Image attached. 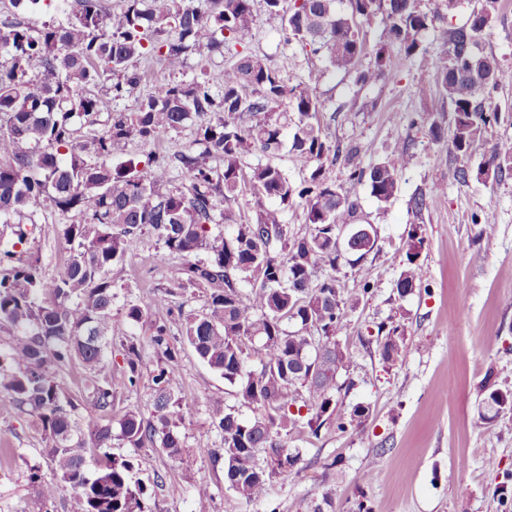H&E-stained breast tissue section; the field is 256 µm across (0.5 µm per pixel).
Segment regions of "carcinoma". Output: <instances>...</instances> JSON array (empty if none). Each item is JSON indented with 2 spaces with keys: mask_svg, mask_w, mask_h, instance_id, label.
I'll list each match as a JSON object with an SVG mask.
<instances>
[{
  "mask_svg": "<svg viewBox=\"0 0 512 512\" xmlns=\"http://www.w3.org/2000/svg\"><path fill=\"white\" fill-rule=\"evenodd\" d=\"M195 2L123 0L112 11L104 0H60L68 16L64 24L50 20L35 28L9 14L0 19V224L26 220L34 226L42 210L79 216L63 225L72 249L55 278L45 277L39 257L16 251L27 239L24 230L16 242L0 244V330L10 337L8 349L0 351V393L33 417L46 443L54 480L46 482L38 467L29 468L46 506L66 491L72 512H149L135 457L109 452L115 440L136 451L160 449L181 470L198 463L179 434L189 402L173 388L178 369L166 323L152 326L164 361L152 373L149 417L128 408L112 419V270L146 233L157 235L164 252L184 257L173 287L205 294L202 309L179 319L183 339L231 387L234 403L215 410L211 424L224 442V480L238 498L259 500L272 482L288 478L301 461L299 449L290 447L295 436L316 437L330 426L344 432L362 426L369 415L364 405L347 415L336 400L348 388L342 376L352 366L340 336L345 309L361 303L358 296L341 295L336 271L344 261L370 282L371 267L363 261L377 243L364 232L367 225L358 223L356 203L324 176L339 149L317 120L325 108L317 93L322 72L290 88L263 60L237 51L218 86L202 72L136 99L129 112L102 118L103 96L120 97L142 81L133 60L157 57L180 73L193 56L236 48L252 28L253 0H207L204 8ZM264 3L280 17L287 40L312 47L324 54L328 68L354 73L357 82L368 84L388 71L380 48L377 67L357 71L366 50L360 19L383 10L387 40L412 56L434 19L454 17L461 0H439L431 15L417 0H349L345 13L337 0ZM501 8L502 0H482L464 25L448 31L449 48L435 59L438 89L453 107L454 153L472 152L498 118L499 107L486 98V89L512 80L478 49V37ZM286 100L297 114L290 150L316 166L300 184L271 162L251 167L253 191L277 205L238 223L232 204L240 193L243 158L252 151L279 155L288 119L279 108ZM193 118L199 119L196 138L186 150L172 157L151 153L141 170L127 158L132 139L151 144ZM407 158V147L396 145L369 171L354 168L350 178L368 179L372 196L385 204ZM511 164L512 141H501L479 169L496 176ZM174 167L186 174L188 188L171 185ZM296 204L303 206L309 226L302 236L289 234L285 223ZM343 225L353 234L341 245ZM418 230L413 227L405 241L406 261L396 280L401 298L414 293L423 277ZM255 343L258 370L250 368ZM377 343L381 360L394 364L403 331L392 326ZM122 350V384L130 389L139 379L141 351L132 341ZM75 359L87 373L86 398L97 411L81 426L72 420L74 403L58 382ZM493 376L488 369L480 386L479 418L485 425L512 410V389L495 387ZM243 406L257 414L242 418ZM282 456L286 468L274 465Z\"/></svg>",
  "mask_w": 512,
  "mask_h": 512,
  "instance_id": "1",
  "label": "carcinoma"
}]
</instances>
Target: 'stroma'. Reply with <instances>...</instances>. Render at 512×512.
I'll return each mask as SVG.
<instances>
[{"label":"stroma","mask_w":512,"mask_h":512,"mask_svg":"<svg viewBox=\"0 0 512 512\" xmlns=\"http://www.w3.org/2000/svg\"><path fill=\"white\" fill-rule=\"evenodd\" d=\"M479 3L462 0L452 20L424 33L421 50L411 57L384 45L382 15L362 20L367 51L358 70L373 69L381 58L392 74L390 80L363 85L325 71L323 54L285 41L280 19L254 0L255 20L244 52L261 58L291 87L306 81L310 70H322V131L340 150L360 149L354 164L341 158L327 164L325 177L357 202L378 236L377 249L365 258L371 282L347 264L336 274L343 292L362 297L345 315L342 342L353 354L354 385L339 400L347 408L368 405L371 415L360 431L332 427L315 437H297L301 462L294 473L275 481L260 500L239 499L224 481L223 458L211 455L223 441L209 410L228 402L229 387L181 341L174 316L180 308H200L204 299L191 288L156 303L181 259L161 258L156 236H143L112 274L113 375L125 368L121 341H137L143 356L137 387L120 390L112 414L121 416L132 406L150 411L151 373L159 356L149 325L131 324L123 311L129 302L145 305L151 322L170 327L179 364L173 387L191 404L181 434L186 448L202 452L197 466L185 472L161 451H141L138 476L152 512H194L202 484L211 494V512H355L359 500L372 512H512V496L499 494L505 475L512 474V411L490 426L478 416L487 368H494L499 387L512 389V168L487 181L475 176L497 142L512 141V82L491 90L500 120L487 127L472 154L452 153L447 140L431 134L435 126L452 131L454 120L450 102L436 88L432 62L445 48L446 31L465 24ZM478 48L512 71V4L495 16ZM136 66L146 73L136 95L106 99L105 111H127L136 96L174 79L159 58L139 59ZM397 143L407 145L409 160L394 197L381 204L368 182L351 180L350 172L355 166L370 168ZM462 169L469 173L464 181L457 176ZM418 196L426 200L419 211L413 204ZM37 220L27 249L53 278L70 255L61 227L75 216L43 212ZM415 225L425 239L419 256L422 285L401 299L395 283L405 261L403 245ZM387 322L401 325L405 336L403 354L391 366L377 352L378 327ZM35 464L43 479L51 480L45 443L32 417L0 396V512H40L38 493L28 480V468ZM367 469L373 478L366 483L361 474Z\"/></svg>","instance_id":"35a3bbf8"}]
</instances>
